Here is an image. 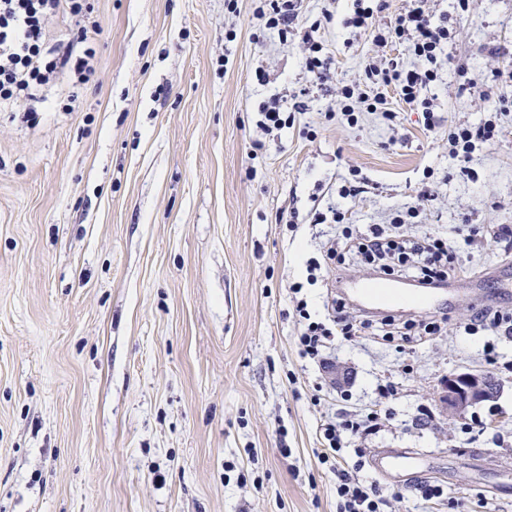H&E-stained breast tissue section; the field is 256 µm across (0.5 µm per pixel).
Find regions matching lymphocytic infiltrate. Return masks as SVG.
Returning a JSON list of instances; mask_svg holds the SVG:
<instances>
[{
	"label": "lymphocytic infiltrate",
	"mask_w": 512,
	"mask_h": 512,
	"mask_svg": "<svg viewBox=\"0 0 512 512\" xmlns=\"http://www.w3.org/2000/svg\"><path fill=\"white\" fill-rule=\"evenodd\" d=\"M388 0H354L349 26L368 32L374 43L385 46L393 42L407 43L414 58L411 65L389 60L384 65L366 64L363 84L343 86L340 92L342 112L350 117L365 110L380 113L386 121L395 114L387 106L384 88H394L413 110L422 112L427 127L436 124L432 98L428 88L435 83L448 61L446 49L453 28L447 16H434L425 7V0H412L408 9L381 21ZM67 11L81 19L90 18L93 7L89 0H0V103L25 105L29 115H36L41 88L57 74L71 71L78 81H87L92 73L95 50L88 44L86 27H79L77 41L82 52L72 46H48L45 34L47 19ZM257 15L264 18L268 29L280 38L298 32L296 0H258ZM302 32V31H299ZM308 47L305 68L316 78L324 76L321 47L312 31L302 32ZM501 129L492 119L475 125L455 126L448 130V156L461 173L471 175V164L477 151L493 145ZM417 207L408 206L395 211L389 224H374L363 230L350 224L344 211L328 205L316 212L315 223H335L338 233L321 257L306 262L305 282L293 283L290 291L296 300V310L302 320L297 336L301 357L319 359L335 336L352 337L369 332L373 324L349 311L343 299L333 300L325 317L311 316L303 296L305 286L317 285L323 268L344 265L354 256L374 270L388 276L411 274L425 287L442 285L449 277L460 274L459 244L439 236L413 237L406 235L403 226L417 217ZM374 414L356 415L340 422L325 421L320 426V438L325 451L322 463L328 464L336 475L337 512H381L384 496L378 486L366 484L348 469L340 459L346 431H366L376 427Z\"/></svg>",
	"instance_id": "f902f5d3"
}]
</instances>
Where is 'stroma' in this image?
<instances>
[{
  "label": "stroma",
  "mask_w": 512,
  "mask_h": 512,
  "mask_svg": "<svg viewBox=\"0 0 512 512\" xmlns=\"http://www.w3.org/2000/svg\"><path fill=\"white\" fill-rule=\"evenodd\" d=\"M90 79L45 86L38 123L0 106V512H336L319 457L324 417L376 413L345 459L387 512H512V337L462 325L512 294L461 299L422 344L337 337L301 358L291 283L332 238L315 211L340 202L360 228L432 199L412 235L456 238L468 274L512 265V0H469L427 95L439 128L399 100L397 117L330 116L371 61L411 64L345 27L352 0H298L301 31L263 30L252 0H94ZM323 47L327 83L304 67ZM482 91H461L465 79ZM304 102L278 136L259 103ZM495 118L473 176L448 158V129ZM362 191L339 199L349 174ZM494 357H486L487 342ZM349 374L330 380L333 368ZM500 392L465 419L440 384L465 370ZM395 387L381 398L380 387ZM423 471L378 475V455ZM441 497L424 501L422 485ZM313 30H306L303 34V43L308 46V55L305 57V69L318 80H324V60L320 58L322 48L313 36Z\"/></svg>",
  "instance_id": "stroma-1"
}]
</instances>
